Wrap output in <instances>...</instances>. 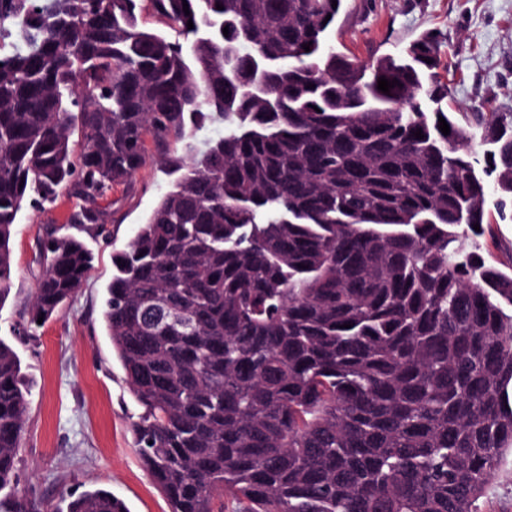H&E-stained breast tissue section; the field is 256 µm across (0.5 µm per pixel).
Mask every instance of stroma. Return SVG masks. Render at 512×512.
Segmentation results:
<instances>
[{
  "mask_svg": "<svg viewBox=\"0 0 512 512\" xmlns=\"http://www.w3.org/2000/svg\"><path fill=\"white\" fill-rule=\"evenodd\" d=\"M439 34L452 112H512V0H344L332 40L338 51L366 61L405 48L425 31ZM155 163L129 188L100 199L109 212L103 229L80 232L94 255L75 302L37 336L23 335L26 313L43 272L39 242L46 228L65 224L72 203L60 195L43 207H24L10 241V289L0 300V339L21 359L29 387L17 494L40 512H56L71 492L104 488L130 512H169L166 498L133 447L132 424L141 409L112 351L102 319L112 256L126 248L167 190ZM486 260L512 269V221L492 220L482 240ZM482 512H512V454L504 453L480 500Z\"/></svg>",
  "mask_w": 512,
  "mask_h": 512,
  "instance_id": "obj_1",
  "label": "stroma"
}]
</instances>
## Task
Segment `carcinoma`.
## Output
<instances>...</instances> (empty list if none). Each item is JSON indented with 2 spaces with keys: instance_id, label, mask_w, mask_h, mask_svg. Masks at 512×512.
<instances>
[{
  "instance_id": "carcinoma-1",
  "label": "carcinoma",
  "mask_w": 512,
  "mask_h": 512,
  "mask_svg": "<svg viewBox=\"0 0 512 512\" xmlns=\"http://www.w3.org/2000/svg\"><path fill=\"white\" fill-rule=\"evenodd\" d=\"M145 4L177 38L139 26ZM341 7L0 0V301L25 200L68 187V223L103 228L148 135L172 177L102 308L169 512H481L512 452V272L465 244L489 183L512 219V113L476 115L478 159L438 36L361 61L329 43ZM43 254L30 336L92 261L54 229ZM28 394L0 339V491ZM67 512L129 509L95 489Z\"/></svg>"
}]
</instances>
